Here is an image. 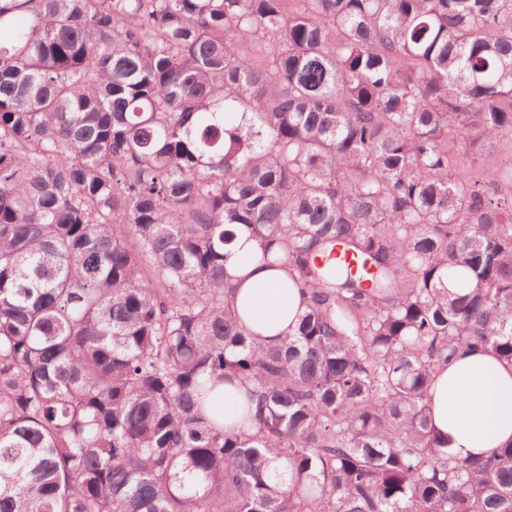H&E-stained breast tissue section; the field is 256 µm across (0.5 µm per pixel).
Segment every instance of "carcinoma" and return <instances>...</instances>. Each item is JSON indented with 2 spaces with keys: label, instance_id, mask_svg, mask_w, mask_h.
Instances as JSON below:
<instances>
[{
  "label": "carcinoma",
  "instance_id": "carcinoma-1",
  "mask_svg": "<svg viewBox=\"0 0 512 512\" xmlns=\"http://www.w3.org/2000/svg\"><path fill=\"white\" fill-rule=\"evenodd\" d=\"M497 142L512 0H0V512H512V443L427 403L512 363ZM238 231L306 295L280 346ZM254 250L255 242L245 232L224 246L232 305L247 327L261 335L256 336L260 342L274 345L287 337L304 309L303 299L286 272L253 261ZM431 426L460 458L490 456L512 441V364L491 351L468 354L435 376Z\"/></svg>",
  "mask_w": 512,
  "mask_h": 512
}]
</instances>
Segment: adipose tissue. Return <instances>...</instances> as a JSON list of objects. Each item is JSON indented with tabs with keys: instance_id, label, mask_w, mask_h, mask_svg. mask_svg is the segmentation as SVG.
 <instances>
[{
	"instance_id": "adipose-tissue-1",
	"label": "adipose tissue",
	"mask_w": 512,
	"mask_h": 512,
	"mask_svg": "<svg viewBox=\"0 0 512 512\" xmlns=\"http://www.w3.org/2000/svg\"><path fill=\"white\" fill-rule=\"evenodd\" d=\"M255 242L237 234L224 248L232 305L265 344L281 343L304 309L284 271L253 261ZM429 402L431 425L461 458L490 456L512 443V364L493 352H475L435 376Z\"/></svg>"
}]
</instances>
